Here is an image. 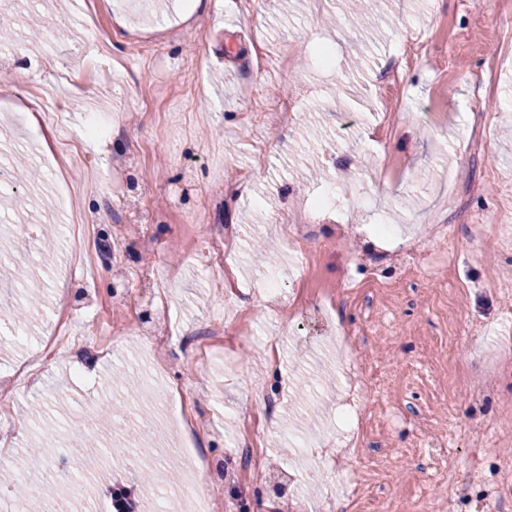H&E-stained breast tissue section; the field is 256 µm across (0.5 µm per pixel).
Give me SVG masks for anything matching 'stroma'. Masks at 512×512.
<instances>
[{
	"label": "stroma",
	"mask_w": 512,
	"mask_h": 512,
	"mask_svg": "<svg viewBox=\"0 0 512 512\" xmlns=\"http://www.w3.org/2000/svg\"><path fill=\"white\" fill-rule=\"evenodd\" d=\"M0 0L14 39L0 47V148L24 150L36 176L0 184V309L26 270L42 300L29 319H0V372L40 359L14 386L0 420V496L31 455L60 458L53 429L99 430L117 452L107 476L86 485L56 473L70 512H116L127 487L137 512H162L157 467L209 459L201 494L210 512H338L342 479L362 480L359 512H512V63L491 62L512 44L506 0ZM88 69L70 91L61 62ZM491 69L484 88L475 72ZM396 102L382 95L386 72ZM65 92L74 152L53 155V118L30 122L35 96ZM296 96L291 126L279 101ZM110 132L81 136L93 113ZM482 129L480 153L468 146ZM136 153L114 177L113 158ZM100 236L127 237L128 281L75 269L66 238L43 249L40 227H65L66 184ZM332 194L333 210L288 246L299 201ZM451 224L432 239L434 220ZM356 227L367 262L351 267L336 227ZM391 225L379 241L369 228ZM476 224L498 227L495 263L471 243ZM236 234L230 253L187 254L189 236ZM426 259L389 257L408 242ZM239 277L226 285L222 268ZM276 278L284 306L264 304ZM224 347L191 367L185 356L213 324ZM168 325L152 398L142 396L144 342ZM356 334L348 360L336 338ZM369 395L350 398L351 381ZM495 382L487 399L474 391ZM187 390L188 415L207 425L191 447H170L165 398ZM128 414L123 433L100 430L103 401ZM358 415L361 425L345 420ZM259 460L265 480L248 479Z\"/></svg>",
	"instance_id": "stroma-1"
}]
</instances>
